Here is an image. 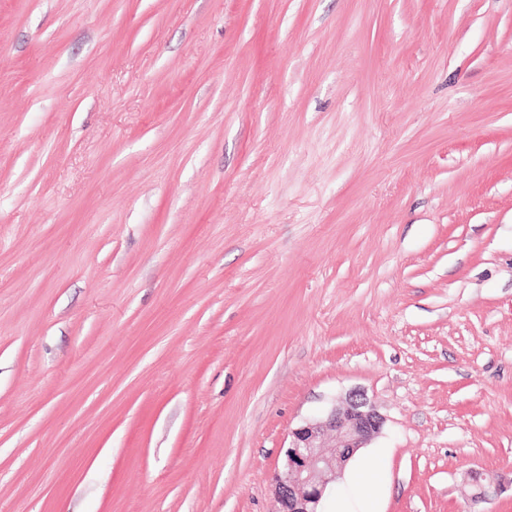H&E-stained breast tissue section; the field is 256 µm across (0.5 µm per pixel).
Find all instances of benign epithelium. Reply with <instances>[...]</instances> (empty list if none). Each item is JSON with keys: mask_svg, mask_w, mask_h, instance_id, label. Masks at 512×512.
Returning <instances> with one entry per match:
<instances>
[{"mask_svg": "<svg viewBox=\"0 0 512 512\" xmlns=\"http://www.w3.org/2000/svg\"><path fill=\"white\" fill-rule=\"evenodd\" d=\"M385 418L353 391L339 407L291 433L285 461L273 477V512H321L323 500L358 449L378 435Z\"/></svg>", "mask_w": 512, "mask_h": 512, "instance_id": "obj_1", "label": "benign epithelium"}]
</instances>
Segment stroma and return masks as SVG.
<instances>
[{
	"mask_svg": "<svg viewBox=\"0 0 512 512\" xmlns=\"http://www.w3.org/2000/svg\"><path fill=\"white\" fill-rule=\"evenodd\" d=\"M512 512V0H0V512ZM384 422L366 395L353 391L341 406L295 428L285 461L273 477V512H323V500L337 477Z\"/></svg>",
	"mask_w": 512,
	"mask_h": 512,
	"instance_id": "1",
	"label": "stroma"
}]
</instances>
